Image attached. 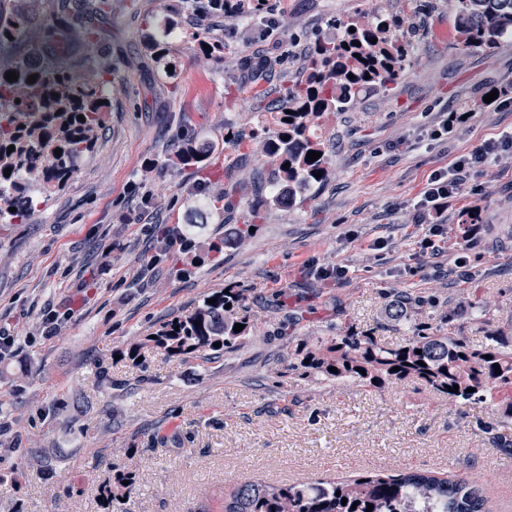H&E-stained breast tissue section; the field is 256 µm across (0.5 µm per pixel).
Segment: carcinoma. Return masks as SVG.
Returning <instances> with one entry per match:
<instances>
[{"label": "carcinoma", "mask_w": 512, "mask_h": 512, "mask_svg": "<svg viewBox=\"0 0 512 512\" xmlns=\"http://www.w3.org/2000/svg\"><path fill=\"white\" fill-rule=\"evenodd\" d=\"M0 0V44L19 37L26 17L5 7ZM71 22L85 20L111 7L109 0H60ZM354 33L341 40L320 43L310 56L305 81L289 94L287 104L273 113L271 124L281 127L276 139L266 142V154L281 167V177L266 200L268 205L289 207L311 183L315 174L327 171L324 149L313 128L319 120L338 109L352 89L386 87L402 67L408 48L397 31L385 21H354ZM456 36L470 49L492 50L502 38L512 37V0H456ZM376 43H371V40ZM360 42V46L353 42ZM359 57H354V54ZM18 79L9 82L0 70V103L12 106V114H0V201L27 212L32 190L42 193L61 187L75 171V161L90 151L102 125L107 99L101 86L109 80H84L63 66L47 68L29 62L14 68ZM37 75L36 82L28 77ZM354 78H349V75ZM83 116L85 121L78 120ZM291 121H286V118ZM13 146L15 150L7 152ZM62 149L56 155V149ZM310 151L321 153L311 162ZM205 152L187 143L177 156L182 165L205 162ZM289 167H284L285 163ZM11 169L10 175L4 170ZM412 298L402 295L389 306L394 321L407 318ZM230 308H225V305ZM244 328L236 332L234 325ZM250 316L237 292L216 296L192 313L157 328L130 351L134 360L142 351H163L171 356L206 351H232L248 334ZM221 346L216 348L214 343ZM299 367L327 380L350 381L380 391L404 381L418 382L450 402L495 407L503 422L512 420V342L494 333L479 346L441 331L419 329L397 348L379 344L374 337L350 331L343 336L318 338L301 345ZM424 365H419V362ZM500 372H495V366ZM398 366L400 370L392 371ZM337 368L332 373L329 368ZM366 374H361L360 370ZM456 384L458 391L448 387ZM473 392L468 393L466 389ZM500 449L512 453V435L494 423H481ZM347 502H342V499ZM423 505L422 512H485L486 502L472 483L463 477H439L418 472L398 476H361L340 482L299 483L268 486L247 482L233 488L224 499L223 512H412L408 503Z\"/></svg>", "instance_id": "cac0c4a2"}]
</instances>
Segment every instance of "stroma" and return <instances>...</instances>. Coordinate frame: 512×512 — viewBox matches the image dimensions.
<instances>
[{
    "label": "stroma",
    "instance_id": "35a3bbf8",
    "mask_svg": "<svg viewBox=\"0 0 512 512\" xmlns=\"http://www.w3.org/2000/svg\"><path fill=\"white\" fill-rule=\"evenodd\" d=\"M198 2L111 0L90 38L59 0H21L25 33L0 51V69L39 53L112 82L73 176L0 231V334L16 339L0 361V512H197L244 481L409 471L467 477L492 512H512V457L480 427L494 411L412 381L377 392L288 372L301 340L349 330L390 348L422 326L473 345L492 330L512 336V151L470 178L434 248L419 247L428 226L416 209L433 171L512 133V39L463 47L453 0H264L262 18L235 20L202 18ZM377 13L405 21L410 52L396 80L320 126L322 181L251 220L275 176L268 113L304 79L316 43L336 37L337 17ZM151 37L169 42L175 77L146 51ZM202 39L223 42L221 57L203 56ZM491 88L508 102H485ZM455 114L460 133L433 137ZM189 142L207 152L205 167L175 163ZM168 224L191 248H165L156 231ZM316 265L346 275L324 282ZM227 288L242 290L253 320L238 349L208 362L129 358L160 324ZM405 293L416 299L407 320L388 319ZM52 310L61 319L47 336ZM119 470L136 484L104 504Z\"/></svg>",
    "mask_w": 512,
    "mask_h": 512
}]
</instances>
